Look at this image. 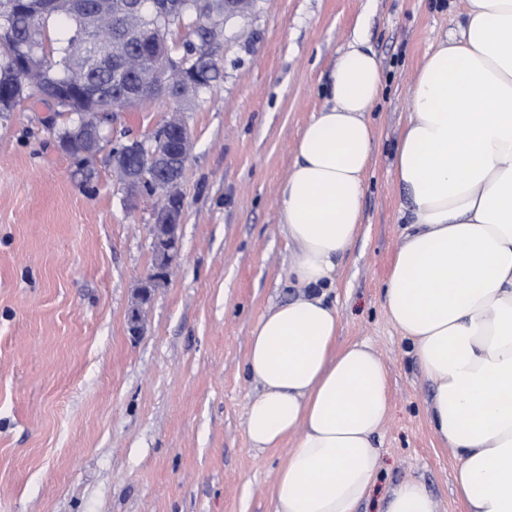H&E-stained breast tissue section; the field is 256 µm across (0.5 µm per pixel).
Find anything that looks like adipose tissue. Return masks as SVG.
<instances>
[{
	"instance_id": "obj_1",
	"label": "adipose tissue",
	"mask_w": 512,
	"mask_h": 512,
	"mask_svg": "<svg viewBox=\"0 0 512 512\" xmlns=\"http://www.w3.org/2000/svg\"><path fill=\"white\" fill-rule=\"evenodd\" d=\"M463 2L457 29L415 74L394 159L405 225L383 306L432 383L427 417L457 461L463 512H512V0ZM381 90L379 59L352 37L331 102L305 126L279 188L305 293L252 331L247 367L261 391L244 419L255 448L296 439L272 512H358L380 476L389 375L370 344L338 346L340 314L325 292L362 230L376 152L367 114ZM383 512L435 506L406 480Z\"/></svg>"
}]
</instances>
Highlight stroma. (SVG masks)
<instances>
[{
    "mask_svg": "<svg viewBox=\"0 0 512 512\" xmlns=\"http://www.w3.org/2000/svg\"><path fill=\"white\" fill-rule=\"evenodd\" d=\"M461 0H257L232 21L224 77L185 118L195 151L181 189V256L155 289L145 332L127 314L153 263L150 201L128 210L112 167L82 184L37 104L0 117V512H271L293 440L252 448L244 428L251 332L298 297L279 186L353 29L376 52L382 92L360 237L329 294L339 345L368 342L388 369L392 411L380 480L361 512L401 481L436 512H463L455 459L426 413L432 385L386 315L404 194L392 162L424 53Z\"/></svg>",
    "mask_w": 512,
    "mask_h": 512,
    "instance_id": "obj_1",
    "label": "stroma"
}]
</instances>
